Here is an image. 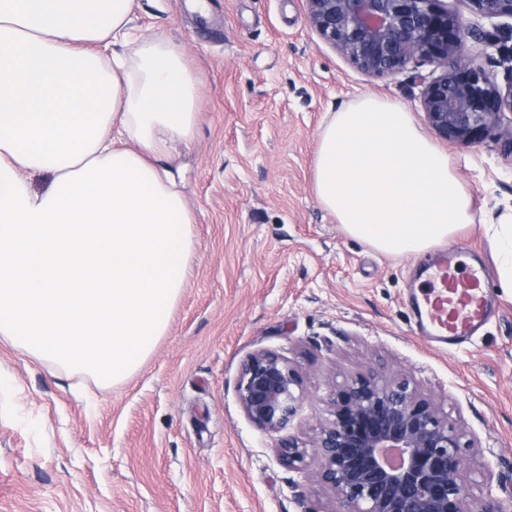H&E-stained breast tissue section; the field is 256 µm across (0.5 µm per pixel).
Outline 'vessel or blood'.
<instances>
[{
  "instance_id": "vessel-or-blood-1",
  "label": "vessel or blood",
  "mask_w": 512,
  "mask_h": 512,
  "mask_svg": "<svg viewBox=\"0 0 512 512\" xmlns=\"http://www.w3.org/2000/svg\"><path fill=\"white\" fill-rule=\"evenodd\" d=\"M455 254L451 247L419 263V272L441 285L416 304L414 318L418 333L429 341L461 347L483 331L493 300L489 292L481 291L477 274H470L469 287H458Z\"/></svg>"
}]
</instances>
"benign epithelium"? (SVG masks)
<instances>
[{
	"label": "benign epithelium",
	"mask_w": 512,
	"mask_h": 512,
	"mask_svg": "<svg viewBox=\"0 0 512 512\" xmlns=\"http://www.w3.org/2000/svg\"><path fill=\"white\" fill-rule=\"evenodd\" d=\"M492 29L470 27L489 45L512 33V0H460ZM308 18L321 39L361 72L382 77L411 63H430L422 109L450 144H472L496 129L512 144V65L507 81L476 63L464 42L460 16L446 0H306ZM296 370L269 350L240 363L238 403L260 431L280 433L302 400ZM328 417L312 436L290 435L274 449L287 467L300 463L308 485L326 492L330 512H512V503L468 489L462 433L441 402L410 387L398 374L375 367L336 385L326 398Z\"/></svg>",
	"instance_id": "benign-epithelium-1"
}]
</instances>
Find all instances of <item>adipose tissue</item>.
I'll use <instances>...</instances> for the list:
<instances>
[{"label":"adipose tissue","mask_w":512,"mask_h":512,"mask_svg":"<svg viewBox=\"0 0 512 512\" xmlns=\"http://www.w3.org/2000/svg\"><path fill=\"white\" fill-rule=\"evenodd\" d=\"M134 0H0V335L119 383L169 328L194 217L159 166L196 127L197 78L131 24ZM31 174L50 176L42 190ZM314 194L392 256L474 221L447 153L404 106L366 95L332 114Z\"/></svg>","instance_id":"1"}]
</instances>
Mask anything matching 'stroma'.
<instances>
[{"mask_svg":"<svg viewBox=\"0 0 512 512\" xmlns=\"http://www.w3.org/2000/svg\"><path fill=\"white\" fill-rule=\"evenodd\" d=\"M188 2L134 0L132 20L198 79L195 135L163 159L195 217L191 271L166 335L118 384L0 337V512H329L237 403L239 364L263 349L301 379L293 432L326 419L331 385L382 366L441 399L474 440V495L512 499V292L484 230L512 215V152L495 131L445 142L421 106L434 66L362 73L311 27L305 0H207L203 13ZM363 95L406 107L472 197L459 269L485 262L497 310L469 345L417 336L418 256L354 239L315 197L319 131Z\"/></svg>","mask_w":512,"mask_h":512,"instance_id":"35a3bbf8","label":"stroma"}]
</instances>
